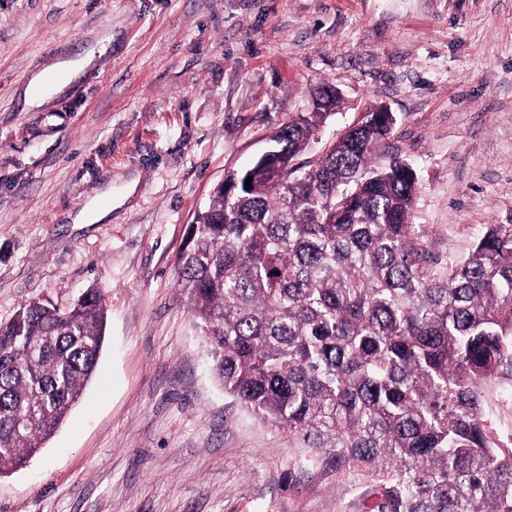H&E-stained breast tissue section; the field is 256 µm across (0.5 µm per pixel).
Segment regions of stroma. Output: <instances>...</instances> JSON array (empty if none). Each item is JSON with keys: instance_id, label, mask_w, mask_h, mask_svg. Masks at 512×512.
<instances>
[{"instance_id": "obj_1", "label": "stroma", "mask_w": 512, "mask_h": 512, "mask_svg": "<svg viewBox=\"0 0 512 512\" xmlns=\"http://www.w3.org/2000/svg\"><path fill=\"white\" fill-rule=\"evenodd\" d=\"M325 83L315 152L388 107L380 154L414 165L437 257L512 224V0H0V322L89 288L107 309L93 379L0 475V512H366L365 483L225 394L176 283L216 185Z\"/></svg>"}]
</instances>
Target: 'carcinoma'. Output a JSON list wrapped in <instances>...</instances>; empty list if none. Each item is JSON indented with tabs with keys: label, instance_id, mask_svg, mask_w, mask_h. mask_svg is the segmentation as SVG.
I'll list each match as a JSON object with an SVG mask.
<instances>
[{
	"label": "carcinoma",
	"instance_id": "carcinoma-1",
	"mask_svg": "<svg viewBox=\"0 0 512 512\" xmlns=\"http://www.w3.org/2000/svg\"><path fill=\"white\" fill-rule=\"evenodd\" d=\"M326 116L270 137L280 166L227 173L189 225L177 283L242 408L370 485L367 512H512V448L486 392L512 394V225L442 266L411 223L417 176L375 162L370 112L304 160ZM252 188L245 189L247 177ZM106 311L33 301L0 323V471L23 467L93 377Z\"/></svg>",
	"mask_w": 512,
	"mask_h": 512
}]
</instances>
